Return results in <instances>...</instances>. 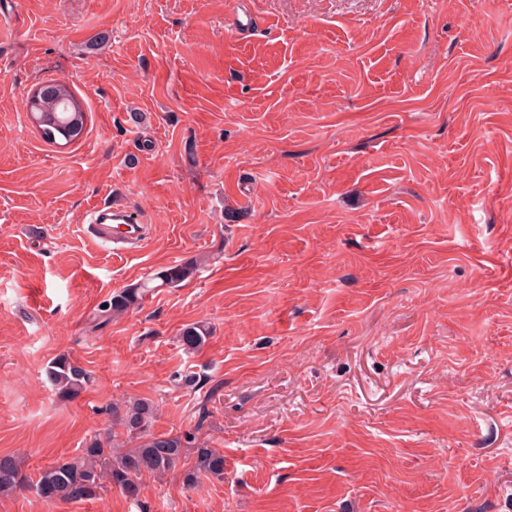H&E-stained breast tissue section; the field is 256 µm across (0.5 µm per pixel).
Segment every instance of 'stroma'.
I'll list each match as a JSON object with an SVG mask.
<instances>
[{"mask_svg":"<svg viewBox=\"0 0 512 512\" xmlns=\"http://www.w3.org/2000/svg\"><path fill=\"white\" fill-rule=\"evenodd\" d=\"M52 79L66 146L26 107ZM104 202L129 254L87 245ZM128 396L223 479L0 512H512V0H0V454L77 457ZM48 83L54 86L41 89L39 92L41 86L38 85L32 90L30 98L27 99V109L39 128L42 138L50 144L64 146L78 139L83 133L85 112L83 108L76 110L74 107L70 112H57L61 119H69V124L64 131L57 129L53 121L55 102L60 96L72 98L74 94L58 80H51ZM37 93L36 97H31ZM195 270V266L186 263L170 266L153 279L129 285L112 293V297L109 300L103 301L93 314L92 321L95 323L94 327L103 328L110 324L114 318L139 308L143 300L154 288L163 286L177 287L189 280ZM154 279L160 280L161 283L150 286ZM103 304H107V308H101ZM209 327L202 321L186 325L181 334L183 346L189 350L200 349L209 338ZM47 377L63 400L78 397L89 382L87 372L67 357L54 359L47 369ZM193 463L183 471V482L188 487H196L201 476L218 480L224 477V454L216 448L204 444L193 448Z\"/></svg>","mask_w":512,"mask_h":512,"instance_id":"1","label":"stroma"}]
</instances>
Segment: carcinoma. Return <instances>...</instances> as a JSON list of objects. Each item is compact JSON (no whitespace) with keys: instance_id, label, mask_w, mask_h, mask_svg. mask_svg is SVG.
<instances>
[{"instance_id":"1","label":"carcinoma","mask_w":512,"mask_h":512,"mask_svg":"<svg viewBox=\"0 0 512 512\" xmlns=\"http://www.w3.org/2000/svg\"><path fill=\"white\" fill-rule=\"evenodd\" d=\"M61 96L72 97L59 81L40 90L37 96L27 99V109L42 138L60 146L78 139L84 131L85 112L71 109L58 116L69 120L66 129L54 126L55 102ZM195 272L191 264H179L166 268L157 279L160 286L176 287L189 280ZM154 290L151 281L129 285L112 293L105 301L107 307L97 308L93 314L94 327L103 328L112 320L142 304ZM209 327L203 322L183 328L181 341L189 350L201 348L209 338ZM47 377L63 400L78 397L89 382L87 372L67 357L54 359L47 369ZM156 408L142 398H128L112 404V420L122 427L126 438L117 442V434L106 439L94 438L82 448L81 454L72 460H58L41 470L35 482L30 484L36 494L47 502L77 503L97 499L109 487H115L129 500H138L140 479L144 473L165 475L176 468L184 449H193V463L183 471V482L189 487L198 485L201 477L224 480V454L205 445L195 446L196 436L190 432L173 434L153 430ZM24 487L21 464L13 455H0V496H8Z\"/></svg>"}]
</instances>
